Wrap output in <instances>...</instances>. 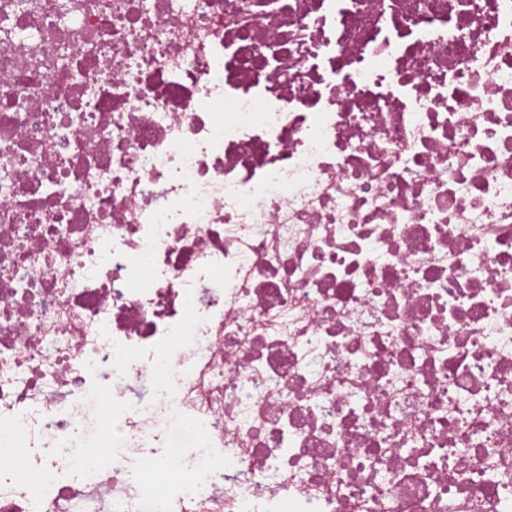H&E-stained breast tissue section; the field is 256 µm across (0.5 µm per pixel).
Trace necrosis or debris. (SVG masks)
<instances>
[{
	"instance_id": "1",
	"label": "necrosis or debris",
	"mask_w": 512,
	"mask_h": 512,
	"mask_svg": "<svg viewBox=\"0 0 512 512\" xmlns=\"http://www.w3.org/2000/svg\"><path fill=\"white\" fill-rule=\"evenodd\" d=\"M0 452V512H512V0H0ZM202 448L184 447L179 441L176 442L175 447L168 448L170 457V467L167 470V479L176 480L181 477V464L182 461L191 454H198Z\"/></svg>"
}]
</instances>
